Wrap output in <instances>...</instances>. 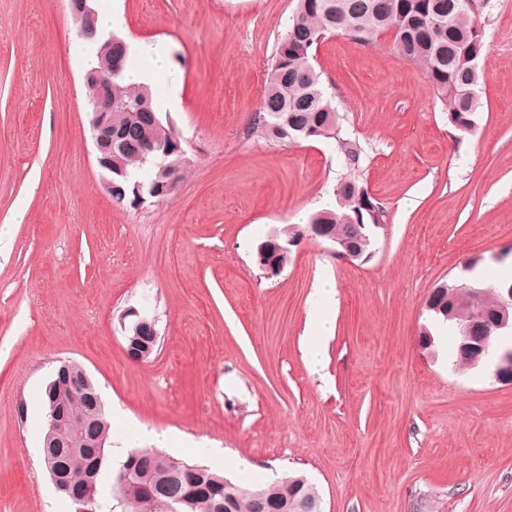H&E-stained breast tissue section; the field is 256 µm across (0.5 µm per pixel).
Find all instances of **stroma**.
Segmentation results:
<instances>
[{
	"mask_svg": "<svg viewBox=\"0 0 512 512\" xmlns=\"http://www.w3.org/2000/svg\"><path fill=\"white\" fill-rule=\"evenodd\" d=\"M124 36L159 41L182 76L171 127L189 158L172 196L138 208L103 187L64 0H0V512H69L41 464L42 386L80 363L129 418L111 445L178 432L224 449L255 485L294 471L324 512H512V381L422 347L431 290L477 260L512 274V0H484L477 127L448 125L422 68L390 34L317 50L338 140L275 146L250 131L297 0H96ZM360 145L346 165L339 140ZM355 175L383 204L369 260L303 240L265 279L255 244L305 223ZM336 282L335 334L311 372L301 339L315 282ZM157 318L132 361L120 315ZM258 467L241 473L236 463Z\"/></svg>",
	"mask_w": 512,
	"mask_h": 512,
	"instance_id": "obj_1",
	"label": "stroma"
}]
</instances>
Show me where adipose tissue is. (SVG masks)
Here are the masks:
<instances>
[{
  "instance_id": "adipose-tissue-1",
  "label": "adipose tissue",
  "mask_w": 512,
  "mask_h": 512,
  "mask_svg": "<svg viewBox=\"0 0 512 512\" xmlns=\"http://www.w3.org/2000/svg\"><path fill=\"white\" fill-rule=\"evenodd\" d=\"M133 59L123 72L129 84L151 85L161 80L166 91L159 102L160 108L177 109L180 105L181 77L173 70L168 47L160 42L134 41L129 45ZM317 308L304 339L307 362L311 369L322 366L325 357V344L334 332L332 310L336 305V283L331 279L319 280L314 288Z\"/></svg>"
}]
</instances>
